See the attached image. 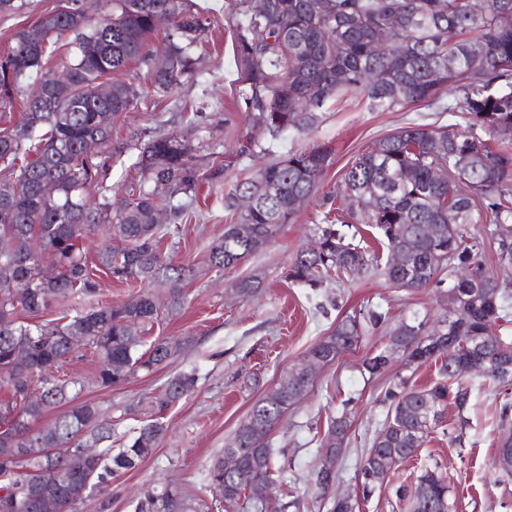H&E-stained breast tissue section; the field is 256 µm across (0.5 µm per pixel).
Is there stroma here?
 Listing matches in <instances>:
<instances>
[{"label":"stroma","instance_id":"obj_1","mask_svg":"<svg viewBox=\"0 0 512 512\" xmlns=\"http://www.w3.org/2000/svg\"><path fill=\"white\" fill-rule=\"evenodd\" d=\"M195 2L212 20L197 76L169 95L140 98L114 122L112 138L127 140L135 130L165 136L188 124L194 112L208 115L202 139L191 142L206 178L187 205L183 221L161 241L163 252L174 260L199 263L225 225L237 219L224 202L233 183L250 177L258 164L237 156L235 131L244 125L246 112L234 91V38L225 20L227 0ZM454 98L444 90L433 105L398 112H373L351 98L333 99L321 108V121L313 132L289 130L271 141L275 156L314 144L331 148V164L316 192L264 250L240 265L213 269L186 282L182 311L164 318L153 330L157 336L193 339L167 367L138 372L117 387L87 386L77 397L78 403L97 405L104 415L123 416L127 429L145 418V402L171 375L191 369L198 375L195 392L168 410V432L154 455L112 483L110 506L104 512H135L137 493L148 484H173L189 492L205 484L212 462L223 455L225 443L255 402L341 318L366 307L386 313L392 326L415 312L439 316L444 304L433 289L397 288L371 269L315 290L292 283L284 272L296 251L316 234L323 212L341 207L334 193L355 157L373 141L411 123L455 126L458 119L447 110ZM249 275L258 276L260 287L255 297L245 300L236 294L235 284ZM381 351L389 354L388 370L369 377L362 363ZM398 376L416 389L439 379L436 366L408 364L402 353L390 350L385 329L361 336L355 348L317 371L309 393L275 430L280 450L276 465H289L296 475L309 474L319 462L316 450L330 420L345 413L350 429L335 488L351 498L355 512H410L396 490L411 485L428 469L445 479L452 512H512V476H500L491 467L498 451L499 408L504 401L512 402V383L478 379L471 382L468 408L461 413L448 409L417 455L399 463L382 487L363 496L358 478L362 458L387 415L381 401L384 390Z\"/></svg>","mask_w":512,"mask_h":512}]
</instances>
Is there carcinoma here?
<instances>
[{"label": "carcinoma", "instance_id": "obj_1", "mask_svg": "<svg viewBox=\"0 0 512 512\" xmlns=\"http://www.w3.org/2000/svg\"><path fill=\"white\" fill-rule=\"evenodd\" d=\"M68 0L63 12L39 16L34 28L19 29L11 46L0 54V111L11 110L21 84L38 74L46 56L60 50L67 35L74 40L62 66L68 88L54 78L40 79L41 96L22 100L19 121L0 129V238L13 240L11 253H0V512H78L87 499L103 495L112 479L151 456L167 431L164 414L197 384L194 371L171 377L146 402L148 419L134 429L123 448L112 453L108 441L124 418L104 420L99 409L85 403L70 410L85 385L114 387L141 370L168 365L186 338L158 337L145 345V335L162 315L179 312L186 300L183 281L194 275L185 262H175L159 250L164 232L156 222L158 200L169 204L176 224L186 201L196 196L200 169L189 157L187 142L201 126L193 120L186 131L153 138L140 150L141 184L119 204H112L104 185L110 160L124 146L112 145V127L103 125L100 104L86 93L105 76L122 72L132 61L147 67L145 78L155 94H167L196 76V50L211 18L189 0H109L112 7L98 18L88 17ZM239 17L234 30L235 91L249 119L238 138L240 156L256 158L268 148L261 136L275 139L288 129L310 130L315 110L347 95L372 111L397 112L430 105L441 89L455 92L448 111L469 127L466 135L446 126H405L372 142L345 172L336 195L347 201L343 214L319 227L317 247L296 251L285 278L318 288L344 279L378 262V258L348 241L335 224H368L403 253L404 262H387L382 274L391 284L411 291L448 288V311L433 332L428 316L414 317L387 332L389 347L419 366L440 363L441 381L427 389H411L404 378L386 387L388 406L382 428L374 437L359 471L363 491L374 488L371 477L386 478L403 459L417 454L450 406L464 411L471 389L451 366L512 383L499 367L512 365V337L502 334L508 323L498 274L486 268L484 239L472 224H493L498 262L512 265V236L501 225L512 223V0H268V9L253 12L250 0H228ZM164 19L163 70L149 68V42ZM141 91L112 81L106 107L112 119L127 112ZM93 142L103 161L85 154ZM497 148H492L491 144ZM330 151L320 145L292 151L261 165L252 178L238 181L228 193V206L239 212L224 236L212 243L207 264L223 269L242 263L273 242L298 213L297 201L307 199L330 164ZM446 169L448 178L435 179ZM57 187L53 195L42 184ZM249 195L252 203L240 207ZM434 225L435 237L424 234ZM117 241L96 252L90 236ZM120 282L164 280L167 301L141 289L119 302L101 301L86 311L44 323L24 324L21 312L35 315L73 298L94 299L100 274ZM376 328L385 314L369 309L349 316L316 343L306 358L335 361L357 346L365 323ZM85 336L89 345L69 346V337ZM90 356L96 368L89 378H68L65 364ZM388 355L380 352L364 361L372 376L386 371ZM298 367L254 404L239 424L224 453L240 458V469L224 471L222 459L209 469L204 490H216L225 512H248L244 501L248 482H272L278 472L283 484L288 466L274 468L270 436L294 399L312 382L295 376ZM56 410L52 424L38 428L43 416ZM498 447L512 448V403L499 412ZM349 429L347 414L333 419L318 454L335 464ZM12 448H27L29 456L11 459ZM96 448L89 459L81 449ZM321 467L309 474L306 496L328 503V512H353L351 499L329 495ZM46 482L57 488L55 507L38 500L23 502L19 490ZM399 496L410 500L411 512H451L448 485L433 470H425ZM135 512H201L199 498L176 486L149 487Z\"/></svg>", "mask_w": 512, "mask_h": 512}]
</instances>
